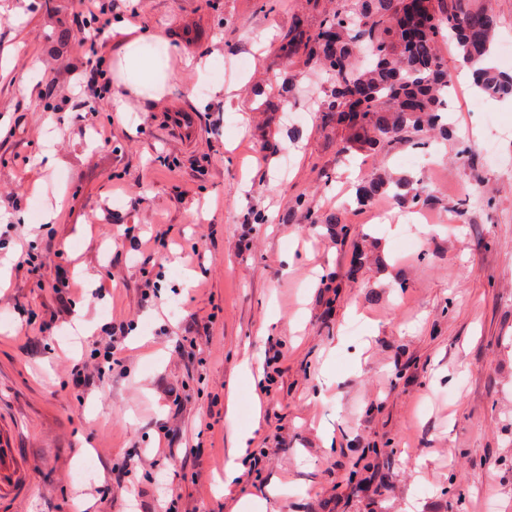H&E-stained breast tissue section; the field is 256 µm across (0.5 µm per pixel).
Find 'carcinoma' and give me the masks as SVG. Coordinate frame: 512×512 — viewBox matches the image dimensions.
Instances as JSON below:
<instances>
[{
    "mask_svg": "<svg viewBox=\"0 0 512 512\" xmlns=\"http://www.w3.org/2000/svg\"><path fill=\"white\" fill-rule=\"evenodd\" d=\"M406 0H343L316 27L296 20L282 50L303 56L330 76L322 103L328 120L349 129L345 150L385 144L423 148L432 137L448 138V99L454 82L440 53L449 33L464 62L475 64L474 85L492 98L512 97V74L493 63L499 19L479 0H422L428 25L405 43L399 15ZM390 196L425 203L406 177L375 176L359 188L364 206Z\"/></svg>",
    "mask_w": 512,
    "mask_h": 512,
    "instance_id": "1",
    "label": "carcinoma"
}]
</instances>
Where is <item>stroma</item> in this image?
Returning <instances> with one entry per match:
<instances>
[{
    "instance_id": "obj_1",
    "label": "stroma",
    "mask_w": 512,
    "mask_h": 512,
    "mask_svg": "<svg viewBox=\"0 0 512 512\" xmlns=\"http://www.w3.org/2000/svg\"><path fill=\"white\" fill-rule=\"evenodd\" d=\"M113 3V22L140 16L113 33L112 95L91 107L75 0H0V429L28 464L12 512H158L166 489L193 512L251 497L266 512H512V102L460 83L431 158L406 164L399 144L344 155L345 129L320 110L327 74L280 51L295 19L317 23L336 0ZM132 49L161 56V91L125 77ZM179 104L195 114L190 146L167 122ZM355 172L412 179L422 223L387 197L353 211ZM22 239L46 253L38 272L19 264ZM118 251L117 285L92 298ZM62 270L90 327L78 340L51 321ZM190 315L212 327L178 343ZM121 321L134 328L120 365L75 385L69 366ZM250 424L261 471L225 484Z\"/></svg>"
}]
</instances>
